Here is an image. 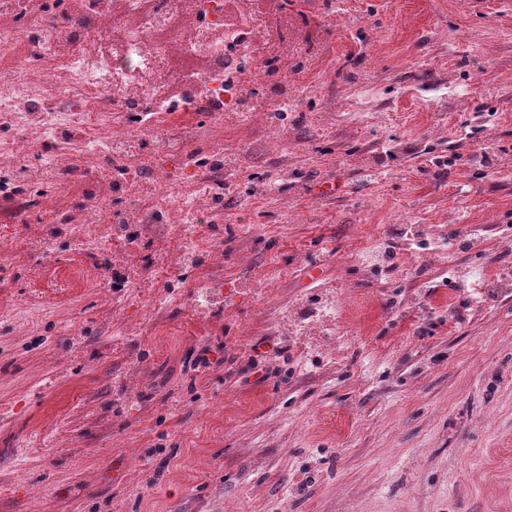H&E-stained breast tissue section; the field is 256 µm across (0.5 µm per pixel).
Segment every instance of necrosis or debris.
Here are the masks:
<instances>
[{
    "label": "necrosis or debris",
    "mask_w": 512,
    "mask_h": 512,
    "mask_svg": "<svg viewBox=\"0 0 512 512\" xmlns=\"http://www.w3.org/2000/svg\"><path fill=\"white\" fill-rule=\"evenodd\" d=\"M309 49L288 0H0V267L33 224L107 249L121 291L223 260L224 134L280 149Z\"/></svg>",
    "instance_id": "1"
}]
</instances>
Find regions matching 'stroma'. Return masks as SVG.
<instances>
[{
    "label": "stroma",
    "instance_id": "1",
    "mask_svg": "<svg viewBox=\"0 0 512 512\" xmlns=\"http://www.w3.org/2000/svg\"><path fill=\"white\" fill-rule=\"evenodd\" d=\"M332 8L287 180L208 227L223 261L151 308L60 287L101 256L44 224L53 256L0 271V512H512V0ZM335 308L336 300L334 298H325L315 312L310 314L296 313L294 318L288 321L289 329L292 333L302 336H316L318 329L321 328L320 318L327 317L328 313L335 310ZM316 315L318 317H315Z\"/></svg>",
    "mask_w": 512,
    "mask_h": 512
}]
</instances>
